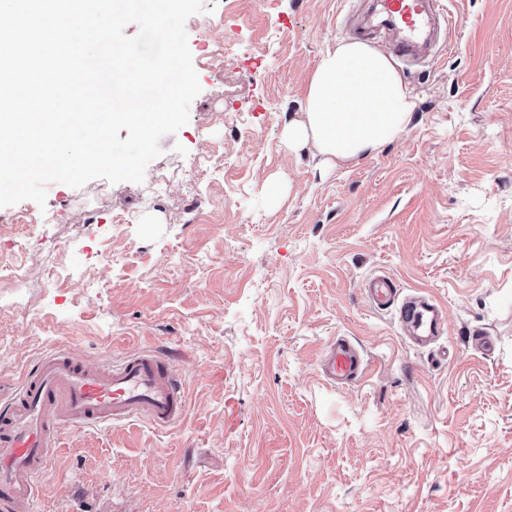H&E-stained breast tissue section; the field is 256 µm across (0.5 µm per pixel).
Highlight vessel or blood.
Wrapping results in <instances>:
<instances>
[{"mask_svg": "<svg viewBox=\"0 0 512 512\" xmlns=\"http://www.w3.org/2000/svg\"><path fill=\"white\" fill-rule=\"evenodd\" d=\"M398 39L394 52L410 55L424 44L437 20L433 0H380ZM374 309L396 307L402 327L434 336L442 320L429 301L400 297L396 283L377 276L366 286ZM321 361L327 381L361 380L368 363L347 339L329 340ZM187 402L174 361L155 348L142 349L108 366L76 360L63 347L43 354L7 399H0V512H32L38 484L48 472L65 426L117 425L143 420L157 427L181 421Z\"/></svg>", "mask_w": 512, "mask_h": 512, "instance_id": "obj_1", "label": "vessel or blood"}]
</instances>
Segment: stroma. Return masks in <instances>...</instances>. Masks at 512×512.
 Instances as JSON below:
<instances>
[{
  "label": "stroma",
  "instance_id": "obj_1",
  "mask_svg": "<svg viewBox=\"0 0 512 512\" xmlns=\"http://www.w3.org/2000/svg\"><path fill=\"white\" fill-rule=\"evenodd\" d=\"M445 2L463 23L396 60L415 107L371 155L287 144L370 0H217L186 22L201 91L143 183L0 207V264L27 271L0 287V389L55 347L163 345L188 401L167 428H65L36 512H512V0ZM382 273L436 299L439 341L370 307ZM336 336L369 363L344 387L318 367Z\"/></svg>",
  "mask_w": 512,
  "mask_h": 512
}]
</instances>
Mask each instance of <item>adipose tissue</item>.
I'll use <instances>...</instances> for the list:
<instances>
[{
	"label": "adipose tissue",
	"instance_id": "1",
	"mask_svg": "<svg viewBox=\"0 0 512 512\" xmlns=\"http://www.w3.org/2000/svg\"><path fill=\"white\" fill-rule=\"evenodd\" d=\"M414 106L389 56L362 41L340 39L312 72L306 120L289 126L288 139L313 142L329 160L349 163L394 140Z\"/></svg>",
	"mask_w": 512,
	"mask_h": 512
}]
</instances>
